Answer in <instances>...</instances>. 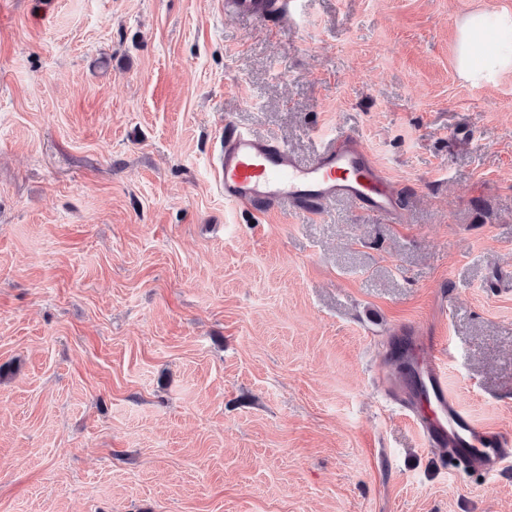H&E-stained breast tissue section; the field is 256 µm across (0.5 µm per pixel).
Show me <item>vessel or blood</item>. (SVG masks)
Returning a JSON list of instances; mask_svg holds the SVG:
<instances>
[{"mask_svg": "<svg viewBox=\"0 0 512 512\" xmlns=\"http://www.w3.org/2000/svg\"><path fill=\"white\" fill-rule=\"evenodd\" d=\"M299 0H224L225 13L260 19L294 13ZM212 166L226 203L262 212L282 203L312 214L345 198L397 222L401 206L384 169L363 143L350 136L328 139L311 162H298L288 147L236 128L222 136ZM429 351L409 386L407 409L426 447L452 459L459 472L494 477L512 465V439L478 425L449 390L439 352L442 339L421 336Z\"/></svg>", "mask_w": 512, "mask_h": 512, "instance_id": "obj_1", "label": "vessel or blood"}]
</instances>
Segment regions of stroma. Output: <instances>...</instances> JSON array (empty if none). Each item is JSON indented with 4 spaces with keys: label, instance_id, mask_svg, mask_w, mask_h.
I'll use <instances>...</instances> for the list:
<instances>
[{
    "label": "stroma",
    "instance_id": "stroma-1",
    "mask_svg": "<svg viewBox=\"0 0 512 512\" xmlns=\"http://www.w3.org/2000/svg\"><path fill=\"white\" fill-rule=\"evenodd\" d=\"M512 0H0V512H512L434 464L391 333L512 438V68L456 66ZM336 134L403 219L226 204L225 126ZM299 0H224V13L260 19L283 17L295 12Z\"/></svg>",
    "mask_w": 512,
    "mask_h": 512
}]
</instances>
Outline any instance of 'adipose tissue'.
<instances>
[{"label":"adipose tissue","instance_id":"ef3b65f1","mask_svg":"<svg viewBox=\"0 0 512 512\" xmlns=\"http://www.w3.org/2000/svg\"><path fill=\"white\" fill-rule=\"evenodd\" d=\"M457 62L466 78L489 82L512 67V15L482 8L469 13L458 29Z\"/></svg>","mask_w":512,"mask_h":512}]
</instances>
